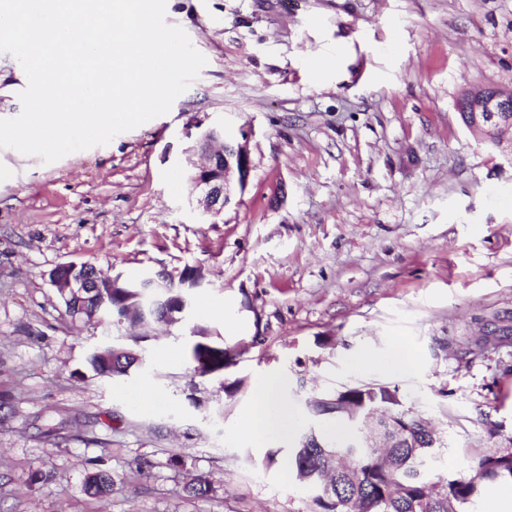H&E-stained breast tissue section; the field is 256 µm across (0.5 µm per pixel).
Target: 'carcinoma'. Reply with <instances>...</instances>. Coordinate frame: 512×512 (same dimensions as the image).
I'll use <instances>...</instances> for the list:
<instances>
[{"label": "carcinoma", "instance_id": "obj_1", "mask_svg": "<svg viewBox=\"0 0 512 512\" xmlns=\"http://www.w3.org/2000/svg\"><path fill=\"white\" fill-rule=\"evenodd\" d=\"M137 279L121 278L119 287L103 291L87 289L73 305L66 306L72 320L76 321L88 311H98L103 316V328L112 329L113 314H122L138 302L140 289ZM201 340L189 348L196 363L195 372L204 377L224 371L232 358L231 350L224 342L210 340L214 332L204 326L195 329ZM88 363L98 375L124 377L140 359L108 351L104 354L91 352ZM351 398L377 409L380 425L385 434L395 428L408 429V436L397 448H386L392 458V466L382 468L374 464L376 448H364L345 470H336V448L324 442L314 431L303 435L299 442L288 449V470L292 478L301 484L329 483L340 491L320 493L313 500V512H448V500L458 504L459 512L468 508L479 497L483 486L490 482H512V453L480 455L471 469L478 474V481L448 479L438 476L434 481L419 476L420 459L435 453L433 448H424L419 440L418 419L420 414L405 408L398 391L384 385H361L348 387L328 398L311 400L307 412L311 416H329L342 420L338 412L339 402ZM116 485V477L100 470L87 481L89 495L106 501Z\"/></svg>", "mask_w": 512, "mask_h": 512}]
</instances>
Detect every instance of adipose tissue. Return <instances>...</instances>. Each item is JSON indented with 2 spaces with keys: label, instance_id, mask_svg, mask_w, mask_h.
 Instances as JSON below:
<instances>
[{
  "label": "adipose tissue",
  "instance_id": "ef3b65f1",
  "mask_svg": "<svg viewBox=\"0 0 512 512\" xmlns=\"http://www.w3.org/2000/svg\"><path fill=\"white\" fill-rule=\"evenodd\" d=\"M295 425V415L282 396L279 378L270 375L260 380L254 400L243 416V426L252 442L265 444L272 437L289 434Z\"/></svg>",
  "mask_w": 512,
  "mask_h": 512
}]
</instances>
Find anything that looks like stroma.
I'll use <instances>...</instances> for the list:
<instances>
[{"instance_id":"35a3bbf8","label":"stroma","mask_w":512,"mask_h":512,"mask_svg":"<svg viewBox=\"0 0 512 512\" xmlns=\"http://www.w3.org/2000/svg\"><path fill=\"white\" fill-rule=\"evenodd\" d=\"M207 63L169 113L46 164L0 148V512H97L86 479L122 478L108 512H311L313 488L267 452L307 429L305 402L356 384L396 388L444 442L434 473L470 450L512 452V163L455 101L512 87V0H167ZM27 77L0 53V119ZM250 131L252 171L215 219L190 201L199 126ZM136 277L203 266L192 324L239 349L199 377L189 326L143 341L142 366L95 376L86 358L128 327L73 321L56 265ZM222 305L216 316L201 307ZM410 370L359 368L395 342ZM267 375L298 426L257 447L239 415ZM238 383L234 395L223 387ZM144 386L151 405L134 404ZM203 477L209 492L191 497Z\"/></svg>"}]
</instances>
